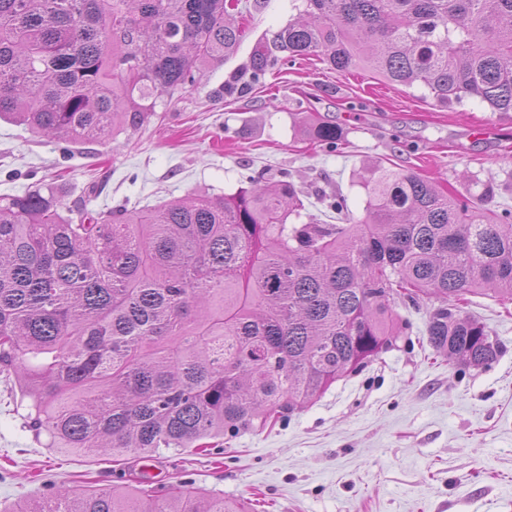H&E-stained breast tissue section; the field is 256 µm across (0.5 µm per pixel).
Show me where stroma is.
I'll return each instance as SVG.
<instances>
[{"mask_svg":"<svg viewBox=\"0 0 512 512\" xmlns=\"http://www.w3.org/2000/svg\"><path fill=\"white\" fill-rule=\"evenodd\" d=\"M238 9L235 54L208 65L199 83L161 95L149 122L113 140L67 147L0 120V195L53 182L70 207L147 210L193 191L234 193L254 170L289 172L307 215L322 217V194L339 192L358 218L367 197L357 175L379 160L468 197L492 184L488 207L512 206V117L478 102L442 109L365 68L337 72L315 57L226 96L227 75L299 12L296 0H240ZM300 112L333 120L342 149L311 143ZM431 309L395 305L406 336L287 419L225 438L218 454L158 459V490L188 479L205 494L264 500L265 512H512V303L483 295L461 303L503 349L478 368L434 355ZM26 415L17 382L0 373V512L53 484L141 479L140 457L45 447Z\"/></svg>","mask_w":512,"mask_h":512,"instance_id":"stroma-1","label":"stroma"}]
</instances>
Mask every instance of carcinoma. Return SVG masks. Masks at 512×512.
<instances>
[{
	"mask_svg": "<svg viewBox=\"0 0 512 512\" xmlns=\"http://www.w3.org/2000/svg\"><path fill=\"white\" fill-rule=\"evenodd\" d=\"M302 13L224 82L243 94L316 56L418 87L436 106L512 113V0H301ZM242 37L226 0H0V119L45 137L107 141L195 85ZM299 124L339 149L336 124ZM232 195L86 215L35 183L0 195V373L45 446L159 457L208 451L356 373L405 335L397 300L435 299V352L486 366L499 345L460 314L512 302V207L493 210L412 172L365 169L363 218L300 216L289 174ZM6 512H255L180 482L56 490Z\"/></svg>",
	"mask_w": 512,
	"mask_h": 512,
	"instance_id": "obj_1",
	"label": "carcinoma"
}]
</instances>
